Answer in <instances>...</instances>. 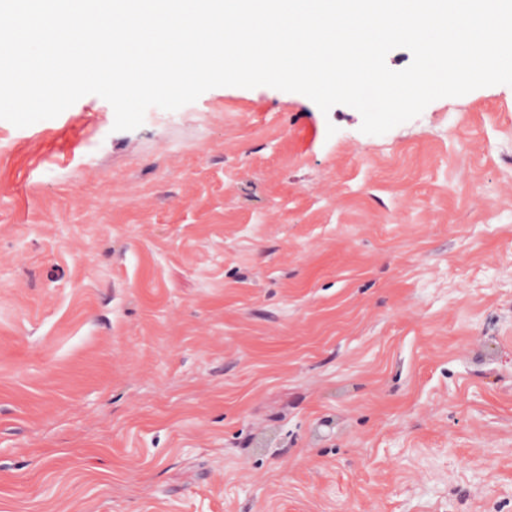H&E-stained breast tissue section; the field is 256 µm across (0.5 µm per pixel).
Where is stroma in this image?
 <instances>
[{"label":"stroma","instance_id":"stroma-1","mask_svg":"<svg viewBox=\"0 0 512 512\" xmlns=\"http://www.w3.org/2000/svg\"><path fill=\"white\" fill-rule=\"evenodd\" d=\"M361 123L0 120V512H512V86Z\"/></svg>","mask_w":512,"mask_h":512}]
</instances>
